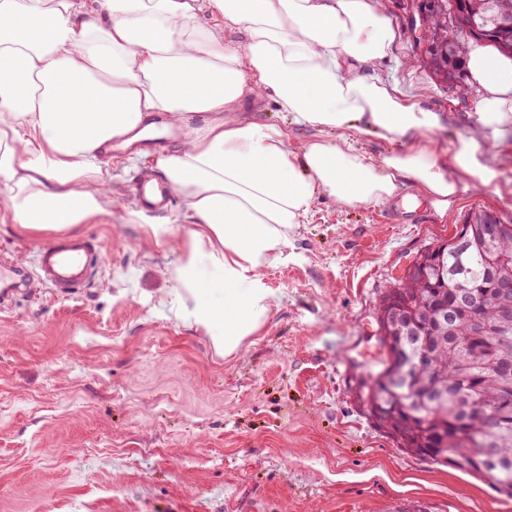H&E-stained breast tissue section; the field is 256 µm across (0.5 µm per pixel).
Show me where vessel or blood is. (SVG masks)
<instances>
[{
    "mask_svg": "<svg viewBox=\"0 0 512 512\" xmlns=\"http://www.w3.org/2000/svg\"><path fill=\"white\" fill-rule=\"evenodd\" d=\"M133 192L143 209L161 212L167 209L173 191L163 182L137 181ZM97 243L88 237H71L42 246L36 265L45 282L57 291L66 293L90 284L98 271ZM23 284L16 266L0 261V304L10 293L20 291Z\"/></svg>",
    "mask_w": 512,
    "mask_h": 512,
    "instance_id": "b4317fda",
    "label": "vessel or blood"
}]
</instances>
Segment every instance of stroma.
Masks as SVG:
<instances>
[{
  "mask_svg": "<svg viewBox=\"0 0 512 512\" xmlns=\"http://www.w3.org/2000/svg\"><path fill=\"white\" fill-rule=\"evenodd\" d=\"M381 2L396 39L372 75L426 91L447 154L469 119L415 63L399 0ZM505 140L496 182L466 183L443 215L317 198L291 260L265 271L266 323L226 356L170 310L180 250L127 219L151 156L113 166L111 215L80 230L101 247L99 278L66 297L34 280L0 310V512H512L486 478L398 448L359 397L385 286L470 212L512 222ZM53 239L0 222V251L26 271Z\"/></svg>",
  "mask_w": 512,
  "mask_h": 512,
  "instance_id": "obj_1",
  "label": "stroma"
}]
</instances>
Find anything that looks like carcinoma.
<instances>
[{
  "label": "carcinoma",
  "mask_w": 512,
  "mask_h": 512,
  "mask_svg": "<svg viewBox=\"0 0 512 512\" xmlns=\"http://www.w3.org/2000/svg\"><path fill=\"white\" fill-rule=\"evenodd\" d=\"M439 2L456 9L464 22L487 0ZM431 24L441 31L443 41L422 66L436 81L449 69L463 73L465 37L447 29L436 17ZM474 40L512 55V11L501 17L491 37L476 36ZM487 216L483 210L474 211L472 223L465 225L468 274L473 284L482 286L491 284L487 279L488 258H512V224L504 225V233L491 241L480 224ZM444 293L443 285L432 279L426 284H408L397 294L396 307L420 333L418 342L439 333L443 337L427 357L425 367L413 372L411 383L393 391L371 387L390 364L389 359L381 358V370L361 382L360 397L370 412L391 419L388 433L399 448L436 463L481 475V450L494 445L509 465L497 468L491 486L512 497V375L505 378L498 370L502 363L512 364V324L502 323L495 309L483 308L479 300L476 308L482 312V336H473L469 321L462 316L441 331L424 317L421 306L434 307Z\"/></svg>",
  "instance_id": "carcinoma-1"
}]
</instances>
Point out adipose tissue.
Listing matches in <instances>:
<instances>
[{
    "instance_id": "1",
    "label": "adipose tissue",
    "mask_w": 512,
    "mask_h": 512,
    "mask_svg": "<svg viewBox=\"0 0 512 512\" xmlns=\"http://www.w3.org/2000/svg\"><path fill=\"white\" fill-rule=\"evenodd\" d=\"M394 40L379 0H0L7 216L68 233L110 214L113 142L136 147L162 116L181 137L153 168L185 209L151 231L182 251L175 315L233 353L263 327L274 300L264 271L288 262L316 198L385 206L410 186L444 213L463 179L494 182L512 58L469 50L481 94L471 131L443 158L432 138L442 114L368 75ZM263 102L285 125L245 114ZM293 126L313 138L295 145ZM354 132L404 147L375 158Z\"/></svg>"
}]
</instances>
